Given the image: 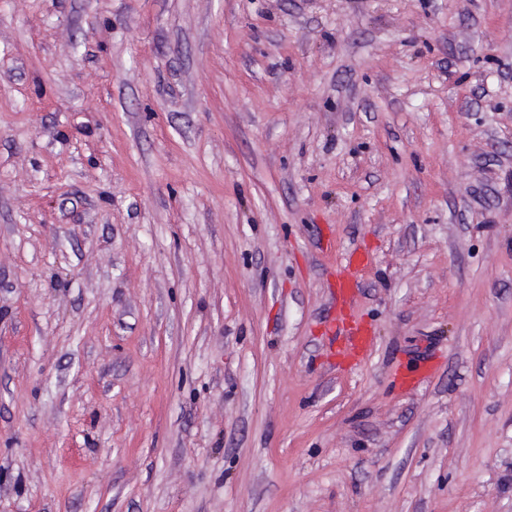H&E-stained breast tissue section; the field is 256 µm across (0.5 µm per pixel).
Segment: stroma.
I'll return each mask as SVG.
<instances>
[{
    "mask_svg": "<svg viewBox=\"0 0 512 512\" xmlns=\"http://www.w3.org/2000/svg\"><path fill=\"white\" fill-rule=\"evenodd\" d=\"M0 512H512V0H0ZM367 263V255L354 248L345 263L336 269V314L325 325V333L333 336V342H336L335 355L344 359H355L363 355L370 345L369 327L350 315L359 288L358 276Z\"/></svg>",
    "mask_w": 512,
    "mask_h": 512,
    "instance_id": "stroma-1",
    "label": "stroma"
}]
</instances>
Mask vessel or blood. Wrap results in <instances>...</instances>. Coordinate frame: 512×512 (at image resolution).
<instances>
[{
  "label": "vessel or blood",
  "mask_w": 512,
  "mask_h": 512,
  "mask_svg": "<svg viewBox=\"0 0 512 512\" xmlns=\"http://www.w3.org/2000/svg\"><path fill=\"white\" fill-rule=\"evenodd\" d=\"M367 263V255L354 249L349 252L344 264L336 270V314L326 324L325 333L333 337L336 343L335 353L344 359L363 355L370 345L369 327L350 314L359 287L358 276Z\"/></svg>",
  "instance_id": "vessel-or-blood-1"
}]
</instances>
